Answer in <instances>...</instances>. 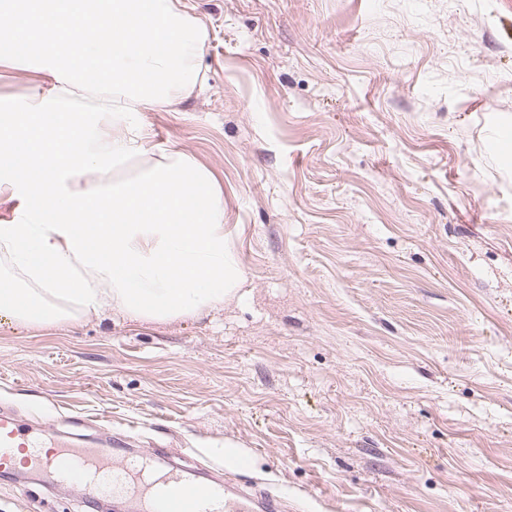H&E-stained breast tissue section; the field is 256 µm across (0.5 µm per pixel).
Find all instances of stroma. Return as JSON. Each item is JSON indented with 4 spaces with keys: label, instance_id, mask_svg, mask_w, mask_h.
Segmentation results:
<instances>
[{
    "label": "stroma",
    "instance_id": "stroma-1",
    "mask_svg": "<svg viewBox=\"0 0 512 512\" xmlns=\"http://www.w3.org/2000/svg\"><path fill=\"white\" fill-rule=\"evenodd\" d=\"M186 2L204 88L143 120L215 172L248 293L1 325L0 412L250 512H512V0ZM115 501L0 472V512ZM224 455V465L233 470H250L254 461L242 448L231 441H225L224 448H219Z\"/></svg>",
    "mask_w": 512,
    "mask_h": 512
}]
</instances>
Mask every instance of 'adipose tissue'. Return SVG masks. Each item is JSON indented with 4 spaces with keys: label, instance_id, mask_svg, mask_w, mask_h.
Segmentation results:
<instances>
[{
    "label": "adipose tissue",
    "instance_id": "1",
    "mask_svg": "<svg viewBox=\"0 0 512 512\" xmlns=\"http://www.w3.org/2000/svg\"><path fill=\"white\" fill-rule=\"evenodd\" d=\"M207 40L184 0H0V68L30 79L0 97V321L166 322L238 296L215 173L140 122L194 95Z\"/></svg>",
    "mask_w": 512,
    "mask_h": 512
}]
</instances>
